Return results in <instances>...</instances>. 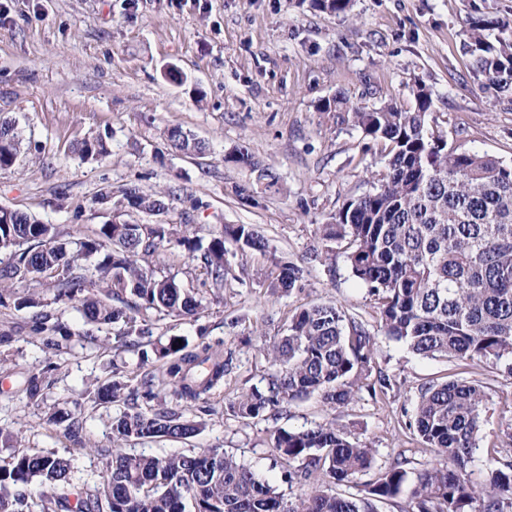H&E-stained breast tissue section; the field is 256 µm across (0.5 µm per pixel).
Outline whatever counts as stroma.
I'll return each instance as SVG.
<instances>
[{
	"mask_svg": "<svg viewBox=\"0 0 512 512\" xmlns=\"http://www.w3.org/2000/svg\"><path fill=\"white\" fill-rule=\"evenodd\" d=\"M352 18L312 9L308 0H0V117L15 120L23 150L0 168V207L55 225L61 241L77 243L111 220L105 189L137 186L163 193L161 214L130 212L138 224H173L209 241L226 224L258 226L268 253L243 256L223 290L197 262L168 246L146 264L195 293L192 318L150 315L152 342L187 339L219 346L229 364L220 392L210 396L206 424L186 439L125 443L130 453L160 457L204 448L234 454L286 502L315 491L299 463L279 459L271 435L336 423L373 448L375 466L330 492L360 497L394 459L410 476L435 456L408 427L421 389L451 379L482 385L475 477L512 425V377L493 360L463 365L414 354L379 331L375 298L351 274L343 244L330 260L315 259L319 227L347 201L371 192L388 155L361 130L317 112L322 99L345 92L373 108L411 109L425 85L429 125L461 151L512 162V93H502L473 67L469 33L492 17L512 28V0H353ZM179 126L207 149H171L164 131ZM100 138L108 152L84 159L73 144ZM246 146L279 178L266 188L229 154ZM294 263L304 277L287 294L271 293L272 257ZM15 297L37 304L0 307V430L10 450L53 451L72 463L75 486L100 481L114 446L112 422L124 402L99 403L97 388L121 377L136 389L144 373L137 350L113 330L90 333L76 303L57 302L45 282H14ZM335 303L376 338L375 367L392 390L359 393L332 409L318 396L295 400L259 419L227 408L229 399L260 384L272 367L262 343L283 336L302 308ZM40 392L29 396L30 382ZM78 417V430L53 421Z\"/></svg>",
	"mask_w": 512,
	"mask_h": 512,
	"instance_id": "obj_1",
	"label": "stroma"
}]
</instances>
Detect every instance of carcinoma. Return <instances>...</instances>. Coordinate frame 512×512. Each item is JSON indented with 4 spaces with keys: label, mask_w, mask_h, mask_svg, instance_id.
<instances>
[{
    "label": "carcinoma",
    "mask_w": 512,
    "mask_h": 512,
    "mask_svg": "<svg viewBox=\"0 0 512 512\" xmlns=\"http://www.w3.org/2000/svg\"><path fill=\"white\" fill-rule=\"evenodd\" d=\"M322 12L348 16L352 0H312ZM499 22L482 19L470 32L475 69L499 91H512V38L499 47L485 42L484 31ZM415 107L384 103L368 109L342 92L317 104V111L342 118L371 140L389 147L386 175L373 191L348 201L321 225L324 258L333 244L348 241L351 273L376 297L379 326L385 335L424 357L462 363L493 359L512 377V164L478 153L459 152L428 127L430 95L414 91ZM171 147L200 153L204 145L172 126L165 132ZM21 148L14 124L0 121V168L12 165ZM83 158L106 153L102 140L76 145ZM228 160L259 171L257 180L274 187L279 178L258 169L248 148ZM125 208L159 214L164 196L136 186L118 190ZM176 243L200 261L216 288L231 274L230 257L268 248L252 224H226L207 243L176 235L172 224L100 225L71 250L58 240L52 224L13 211L0 223V251L13 260L0 269L3 291L15 280L37 279L54 285V300H77L88 323L112 326L124 345L139 348L152 335L145 314L191 317L201 300L174 279L158 276L141 259ZM97 257L94 271L85 261ZM273 292H289L303 276L293 263L272 259ZM172 336L141 352V363L162 362L160 370L174 394L191 401L217 388L227 363L220 349L203 343L195 353ZM274 371L266 388L254 386L228 400V409L245 419L262 417L295 399L318 395L329 407L349 403L365 390L392 388L390 378L373 374L375 338L336 304H317L292 315L288 333L263 348ZM483 387L450 380L419 394L414 429L437 456L416 476L411 491L416 512H509L512 463L491 470L487 482L470 479L479 448ZM202 421L159 408L127 411L115 418L118 441L189 438ZM278 457L300 461L304 476L316 471L333 484L349 483L375 465L373 450L352 442L334 423L274 433ZM406 462L396 461L366 494L342 497L319 490L290 506L273 486L262 483L234 456L215 450L156 457L112 450L102 481L57 493L69 484L71 461L52 451L12 452L0 464V512H376L375 503L398 497L408 482ZM38 481L51 488L32 497L17 486ZM74 499H69V496Z\"/></svg>",
    "instance_id": "1"
}]
</instances>
